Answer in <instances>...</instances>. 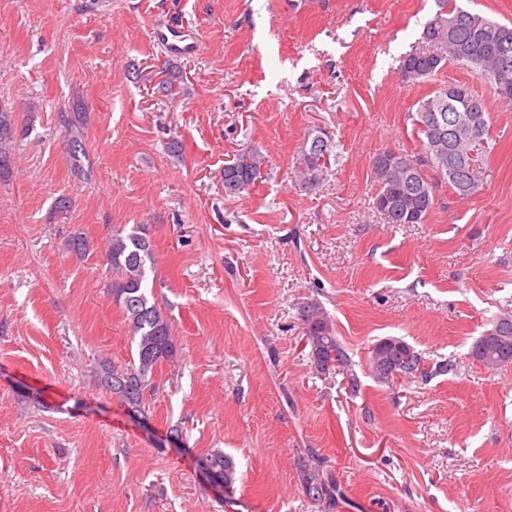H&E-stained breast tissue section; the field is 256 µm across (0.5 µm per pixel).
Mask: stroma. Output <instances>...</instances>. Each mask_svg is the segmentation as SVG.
Listing matches in <instances>:
<instances>
[{
	"mask_svg": "<svg viewBox=\"0 0 512 512\" xmlns=\"http://www.w3.org/2000/svg\"><path fill=\"white\" fill-rule=\"evenodd\" d=\"M436 9L0 0V108L17 128L0 176V512H319L298 480L314 457L340 489L334 512H512V365L469 355L512 311V105L456 63L403 82L399 60ZM171 63L174 97L160 88ZM450 82L492 113L476 191L462 200L437 179L423 223H384L372 157L421 156L416 102ZM64 112L83 125L77 165ZM318 129L330 162L306 193L296 157ZM249 151L261 178L225 194V164ZM134 224L149 227L148 292L178 350L141 418L97 382L100 362L132 352L111 275L65 246L76 229L99 244ZM312 300L358 390L312 368L298 318ZM388 336L424 374L370 376ZM216 450L237 462L233 491L199 465ZM378 349L382 351L384 361L395 360L404 362L407 371L402 378L415 377L418 372L421 374L425 373V367H421L424 366L422 356L412 345L396 337L383 338L373 344L368 359V370L378 383L390 384L388 377L380 374L379 370L375 367L374 351Z\"/></svg>",
	"mask_w": 512,
	"mask_h": 512,
	"instance_id": "35a3bbf8",
	"label": "stroma"
}]
</instances>
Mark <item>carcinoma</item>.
Wrapping results in <instances>:
<instances>
[{"label": "carcinoma", "instance_id": "obj_1", "mask_svg": "<svg viewBox=\"0 0 512 512\" xmlns=\"http://www.w3.org/2000/svg\"><path fill=\"white\" fill-rule=\"evenodd\" d=\"M438 11L429 19L421 33V45L400 59L403 81L415 84L432 80L448 62L473 66L486 79L499 100L512 103V52L508 67H503L501 50L512 48V25L502 24L476 11L459 6L456 0H437ZM458 19L453 31H448V18ZM69 131V157L77 161L86 153L80 134L68 114L61 115ZM414 125L421 133L425 158L384 149L372 158L371 173L378 191L374 208L388 224H421L434 205V186L424 170L448 178L456 195L466 199L477 188L476 159L486 151L484 137L492 121L485 101L469 86L461 83L443 85L434 93L417 101ZM12 113L0 109V175L11 167V143L14 137ZM328 140L323 130L303 143L297 158V186L302 191L314 190L320 182V172L327 167ZM263 156L257 152L241 154L224 167V192L241 193L261 177ZM70 252L83 257L94 249L80 231L67 240ZM112 281L109 291L122 309L128 322L135 358L125 367L106 361L100 365V387L125 404L131 413L144 414L145 393L151 387L155 367L175 354V343L169 319L161 308L150 302L146 294V277L155 271V256L145 224L112 231L105 249ZM300 319L310 347L309 357L318 373L334 371L343 376L352 388L357 387V375L348 355L336 336L330 316L317 302L300 307ZM384 359L402 361L405 377L424 373L423 359L404 340L388 337L373 344ZM470 356L488 368L512 364V313L505 312L491 323L471 346ZM214 477L231 489L237 483L235 459L221 451L205 457ZM321 462L303 464L299 481L309 500L320 509L335 506L336 485L329 475L320 472Z\"/></svg>", "mask_w": 512, "mask_h": 512}]
</instances>
